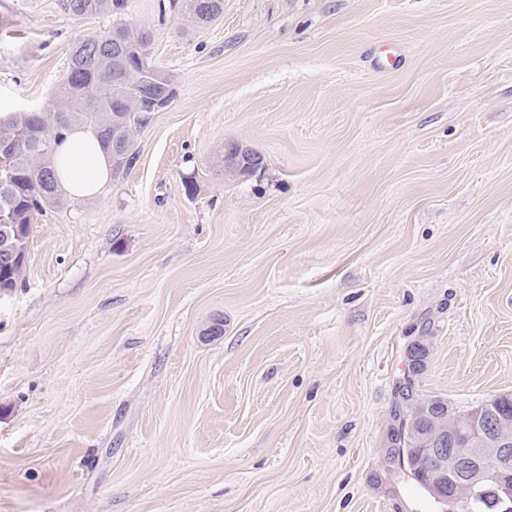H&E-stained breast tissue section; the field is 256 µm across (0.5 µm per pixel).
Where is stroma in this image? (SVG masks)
Here are the masks:
<instances>
[{
	"mask_svg": "<svg viewBox=\"0 0 512 512\" xmlns=\"http://www.w3.org/2000/svg\"><path fill=\"white\" fill-rule=\"evenodd\" d=\"M126 18L174 96L0 290V512H436L392 460L408 349L456 412L512 394V0ZM115 22L0 0V113ZM264 158L257 151L242 144L224 148V168L233 170H255L263 165Z\"/></svg>",
	"mask_w": 512,
	"mask_h": 512,
	"instance_id": "stroma-1",
	"label": "stroma"
}]
</instances>
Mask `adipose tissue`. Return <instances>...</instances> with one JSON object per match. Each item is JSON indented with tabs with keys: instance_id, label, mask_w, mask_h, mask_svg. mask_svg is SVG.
I'll use <instances>...</instances> for the list:
<instances>
[{
	"instance_id": "1",
	"label": "adipose tissue",
	"mask_w": 512,
	"mask_h": 512,
	"mask_svg": "<svg viewBox=\"0 0 512 512\" xmlns=\"http://www.w3.org/2000/svg\"><path fill=\"white\" fill-rule=\"evenodd\" d=\"M51 166L62 193L72 199L97 197L112 178L108 150L95 131L79 124L59 132Z\"/></svg>"
}]
</instances>
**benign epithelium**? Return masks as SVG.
<instances>
[{
    "mask_svg": "<svg viewBox=\"0 0 512 512\" xmlns=\"http://www.w3.org/2000/svg\"><path fill=\"white\" fill-rule=\"evenodd\" d=\"M264 158L242 144L224 150V169L255 170ZM126 169L121 135L112 137V173ZM24 235L0 241L5 256L25 255ZM394 448L420 449L419 466L431 484L449 481L448 499L480 512H512V417L486 403L465 416L430 397L412 396L403 411Z\"/></svg>",
    "mask_w": 512,
    "mask_h": 512,
    "instance_id": "7a95c632",
    "label": "benign epithelium"
}]
</instances>
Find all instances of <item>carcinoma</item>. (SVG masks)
<instances>
[{
	"label": "carcinoma",
	"mask_w": 512,
	"mask_h": 512,
	"mask_svg": "<svg viewBox=\"0 0 512 512\" xmlns=\"http://www.w3.org/2000/svg\"><path fill=\"white\" fill-rule=\"evenodd\" d=\"M196 24L205 26L224 10V0H201ZM126 0H59L65 13L81 18L99 13L119 16ZM152 32L142 25L121 22L101 36L79 41L69 59L64 80L41 108L15 112L0 120V140H15L17 149L3 165L8 186L0 184V207L24 235L47 206L62 203L50 165L58 130L80 122L96 129L107 148L112 131L126 137V152L135 162L134 130L146 125L156 107L173 96L170 78L161 85L143 79L142 65L151 53ZM26 262L0 266V288L16 287Z\"/></svg>",
	"instance_id": "cac0c4a2"
}]
</instances>
